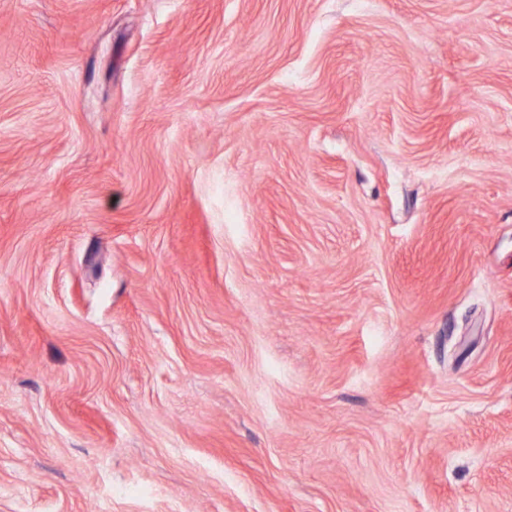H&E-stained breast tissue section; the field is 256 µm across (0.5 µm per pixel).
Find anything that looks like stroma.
Wrapping results in <instances>:
<instances>
[{
    "mask_svg": "<svg viewBox=\"0 0 512 512\" xmlns=\"http://www.w3.org/2000/svg\"><path fill=\"white\" fill-rule=\"evenodd\" d=\"M512 512V0H0V512Z\"/></svg>",
    "mask_w": 512,
    "mask_h": 512,
    "instance_id": "stroma-1",
    "label": "stroma"
}]
</instances>
